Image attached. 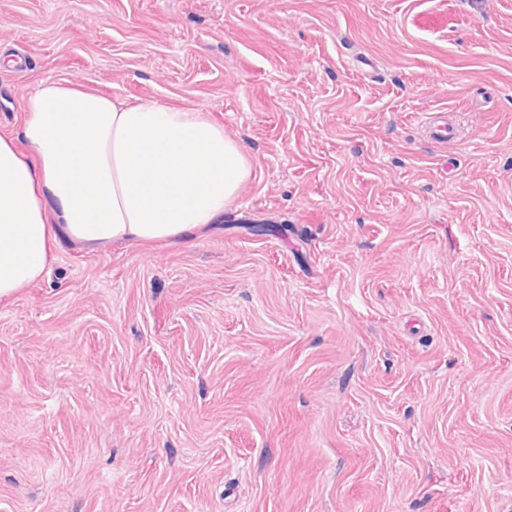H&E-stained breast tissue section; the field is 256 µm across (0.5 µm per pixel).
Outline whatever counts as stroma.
Masks as SVG:
<instances>
[{
	"mask_svg": "<svg viewBox=\"0 0 512 512\" xmlns=\"http://www.w3.org/2000/svg\"><path fill=\"white\" fill-rule=\"evenodd\" d=\"M2 58L0 135L64 81L252 174L0 304V512H512V0H0ZM430 115L427 113L422 123L426 136L432 142L443 146L453 143L456 136L454 128L448 124V118Z\"/></svg>",
	"mask_w": 512,
	"mask_h": 512,
	"instance_id": "35a3bbf8",
	"label": "stroma"
}]
</instances>
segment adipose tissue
<instances>
[{
    "instance_id": "adipose-tissue-1",
    "label": "adipose tissue",
    "mask_w": 512,
    "mask_h": 512,
    "mask_svg": "<svg viewBox=\"0 0 512 512\" xmlns=\"http://www.w3.org/2000/svg\"><path fill=\"white\" fill-rule=\"evenodd\" d=\"M250 175L203 112L42 82L0 135V303L43 278L58 235L171 244L218 223Z\"/></svg>"
}]
</instances>
